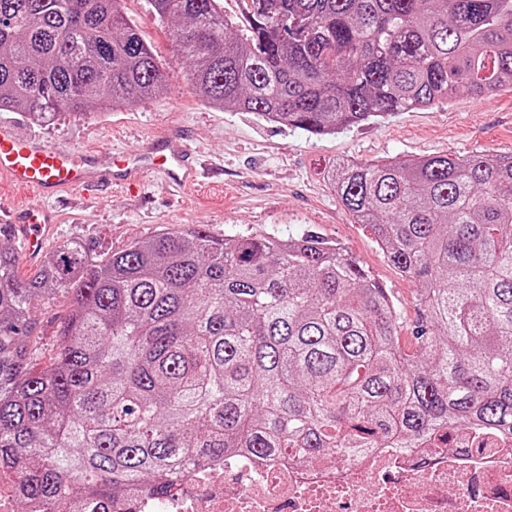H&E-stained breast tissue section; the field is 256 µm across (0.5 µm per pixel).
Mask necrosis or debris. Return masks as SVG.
Segmentation results:
<instances>
[{
    "mask_svg": "<svg viewBox=\"0 0 512 512\" xmlns=\"http://www.w3.org/2000/svg\"><path fill=\"white\" fill-rule=\"evenodd\" d=\"M139 512H512V437L451 432L430 455L370 448L328 464L226 456Z\"/></svg>",
    "mask_w": 512,
    "mask_h": 512,
    "instance_id": "1",
    "label": "necrosis or debris"
}]
</instances>
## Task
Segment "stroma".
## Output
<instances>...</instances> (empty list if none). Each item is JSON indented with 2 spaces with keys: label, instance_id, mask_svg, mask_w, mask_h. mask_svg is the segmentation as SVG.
Returning <instances> with one entry per match:
<instances>
[{
  "label": "stroma",
  "instance_id": "35a3bbf8",
  "mask_svg": "<svg viewBox=\"0 0 512 512\" xmlns=\"http://www.w3.org/2000/svg\"><path fill=\"white\" fill-rule=\"evenodd\" d=\"M125 7L166 73L165 95L50 125L34 123L20 112H0V122H16L23 134L49 145L101 152L115 147L130 154L180 127L209 172L182 191L148 173L138 186L113 187L100 200L70 194L45 200L57 224L45 252L79 237L97 253H111L195 224L207 225L220 238L313 234L341 244L386 289L397 312L401 346L412 351V329L421 312L418 286L391 264L371 229L344 210L324 172L341 160L512 155V88L482 98L462 91L427 108L313 135L204 102L192 89L186 64L172 50L168 25L155 17L147 0H126ZM69 311L65 296L37 310L35 367L48 364L55 353L57 332Z\"/></svg>",
  "mask_w": 512,
  "mask_h": 512
}]
</instances>
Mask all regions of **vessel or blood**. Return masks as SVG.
I'll use <instances>...</instances> for the list:
<instances>
[{
	"instance_id": "vessel-or-blood-1",
	"label": "vessel or blood",
	"mask_w": 512,
	"mask_h": 512,
	"mask_svg": "<svg viewBox=\"0 0 512 512\" xmlns=\"http://www.w3.org/2000/svg\"><path fill=\"white\" fill-rule=\"evenodd\" d=\"M148 167L162 171L176 186H191L197 181L194 152L177 134L153 143L144 163L113 155L104 165L97 153L49 146L0 123V176L42 198L63 193L87 196L115 184L129 187L141 180ZM9 224L25 245L26 262L36 261L54 231L50 214L29 207L12 215Z\"/></svg>"
}]
</instances>
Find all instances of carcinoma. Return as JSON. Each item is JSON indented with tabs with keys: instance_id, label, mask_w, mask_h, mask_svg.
<instances>
[{
	"instance_id": "carcinoma-1",
	"label": "carcinoma",
	"mask_w": 512,
	"mask_h": 512,
	"mask_svg": "<svg viewBox=\"0 0 512 512\" xmlns=\"http://www.w3.org/2000/svg\"><path fill=\"white\" fill-rule=\"evenodd\" d=\"M125 0H0V112L37 123L165 90ZM209 105L315 134L512 88V0H148ZM330 187L420 283L414 350L388 293L313 234L199 224L18 274L0 224V474L17 512H113L245 451L311 461L512 435V155L335 164ZM71 312L36 370L40 305Z\"/></svg>"
}]
</instances>
